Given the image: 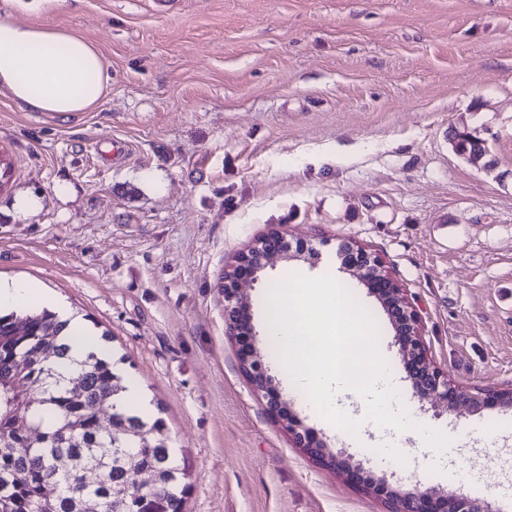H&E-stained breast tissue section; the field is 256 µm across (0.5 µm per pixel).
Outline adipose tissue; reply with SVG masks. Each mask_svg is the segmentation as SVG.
Segmentation results:
<instances>
[{
  "label": "adipose tissue",
  "instance_id": "ef3b65f1",
  "mask_svg": "<svg viewBox=\"0 0 512 512\" xmlns=\"http://www.w3.org/2000/svg\"><path fill=\"white\" fill-rule=\"evenodd\" d=\"M108 92L102 56L82 37L0 19V94L30 112L74 113L96 108ZM51 308L66 320L77 354H104L103 343L33 282L0 281V312Z\"/></svg>",
  "mask_w": 512,
  "mask_h": 512
}]
</instances>
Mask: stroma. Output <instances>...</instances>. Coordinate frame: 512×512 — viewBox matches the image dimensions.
I'll list each match as a JSON object with an SVG mask.
<instances>
[{
  "label": "stroma",
  "mask_w": 512,
  "mask_h": 512,
  "mask_svg": "<svg viewBox=\"0 0 512 512\" xmlns=\"http://www.w3.org/2000/svg\"><path fill=\"white\" fill-rule=\"evenodd\" d=\"M78 35L108 93L80 114L0 95V279L40 283L141 386L172 438L183 512H386L255 395L224 324L225 266L268 232L312 254L242 283L288 406L374 477L417 476L512 512V408L421 404L381 305L356 278L411 429L349 434L273 360L263 299L377 255L451 382L512 391V0H0V17ZM486 142L489 168L449 137ZM452 450L437 455L424 430Z\"/></svg>",
  "instance_id": "stroma-1"
}]
</instances>
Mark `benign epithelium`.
Returning <instances> with one entry per match:
<instances>
[{"instance_id": "7a95c632", "label": "benign epithelium", "mask_w": 512, "mask_h": 512, "mask_svg": "<svg viewBox=\"0 0 512 512\" xmlns=\"http://www.w3.org/2000/svg\"><path fill=\"white\" fill-rule=\"evenodd\" d=\"M283 234L271 231L258 238L249 248L237 254L224 270V323L229 336L238 345L241 368L249 377L253 391L266 401L267 412L286 424L298 445L316 460L327 466L336 465V456L328 451V444L312 430L305 428L287 412L274 379L262 367L261 355L255 345V336L246 295L238 288L243 281L254 282L267 267L290 259L285 252ZM340 269L361 281L386 312L395 332L405 370L415 397L432 407L446 412L473 413L497 407H512V392L479 389L462 390L451 384L448 376L428 359L422 340V327L416 310L402 293V288L383 269L380 258L352 243L341 245L338 251ZM349 479L382 497L388 512H502L491 500H476L466 495H448L434 488L423 492L402 491L385 478L374 480L356 465L346 467ZM137 491L128 496L136 502L139 512H159V502L152 491L154 477L139 473L135 480Z\"/></svg>"}]
</instances>
